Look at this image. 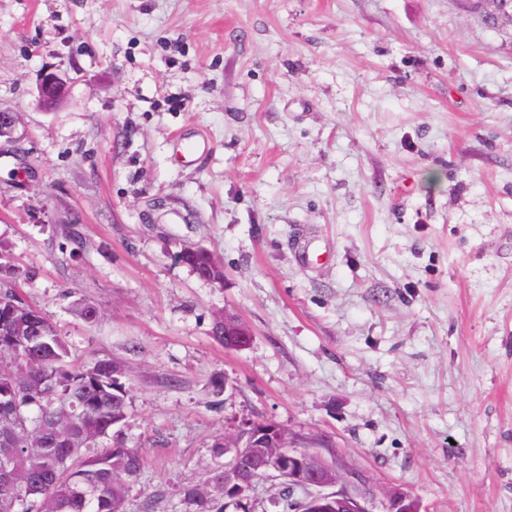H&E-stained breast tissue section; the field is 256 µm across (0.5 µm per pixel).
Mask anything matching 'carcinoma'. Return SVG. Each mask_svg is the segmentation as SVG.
<instances>
[{
  "mask_svg": "<svg viewBox=\"0 0 512 512\" xmlns=\"http://www.w3.org/2000/svg\"><path fill=\"white\" fill-rule=\"evenodd\" d=\"M188 267L224 274L190 253ZM54 325L14 292L0 290V512H126L129 484L144 466L114 428L128 418L125 372L102 358L75 367ZM207 486L183 491L186 512H224V466Z\"/></svg>",
  "mask_w": 512,
  "mask_h": 512,
  "instance_id": "cac0c4a2",
  "label": "carcinoma"
}]
</instances>
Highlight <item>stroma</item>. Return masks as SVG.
<instances>
[{
  "label": "stroma",
  "instance_id": "stroma-1",
  "mask_svg": "<svg viewBox=\"0 0 512 512\" xmlns=\"http://www.w3.org/2000/svg\"><path fill=\"white\" fill-rule=\"evenodd\" d=\"M48 68L69 86L51 111ZM0 106L25 133L0 143L4 285L75 365L124 366L145 459L127 512H184L247 419L319 439L370 512L392 489L512 512L511 19L482 0H0ZM196 133L208 148L178 160ZM222 309L247 349L213 338ZM307 496L267 478L246 507ZM68 82L51 70L45 71L38 84V102L45 109L59 106L66 99Z\"/></svg>",
  "mask_w": 512,
  "mask_h": 512
}]
</instances>
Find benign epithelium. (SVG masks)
I'll return each mask as SVG.
<instances>
[{
	"mask_svg": "<svg viewBox=\"0 0 512 512\" xmlns=\"http://www.w3.org/2000/svg\"><path fill=\"white\" fill-rule=\"evenodd\" d=\"M68 82L51 70L45 71L38 84V102L46 109L59 106L66 99ZM21 115L0 108V139L18 143ZM224 320V346L243 350L252 341V333L236 315L221 312L215 315ZM277 443L283 452L273 457L260 454V449ZM224 465L229 479L224 481V498L243 505L257 480L277 477L290 487L325 488L335 485L339 476L319 451L300 445V440L272 421L244 422L232 434L224 435ZM314 500L321 503L323 512H370L363 504L365 497L345 491L318 493Z\"/></svg>",
	"mask_w": 512,
	"mask_h": 512,
	"instance_id": "benign-epithelium-1",
	"label": "benign epithelium"
}]
</instances>
